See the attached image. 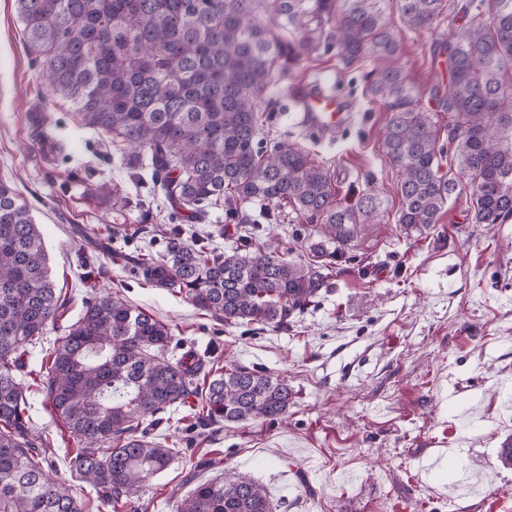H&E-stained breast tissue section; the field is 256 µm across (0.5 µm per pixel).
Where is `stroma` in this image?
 Segmentation results:
<instances>
[{
	"label": "stroma",
	"instance_id": "stroma-1",
	"mask_svg": "<svg viewBox=\"0 0 512 512\" xmlns=\"http://www.w3.org/2000/svg\"><path fill=\"white\" fill-rule=\"evenodd\" d=\"M462 17L444 12L432 29L401 28L398 63L422 94L440 131L432 87L448 83V55L436 50ZM364 59L344 65L319 52L270 86L266 139L306 152L332 174L339 199L371 192L382 201L315 302L273 328L230 324L183 295L146 282L139 255L162 257L172 206L151 183L149 168L130 169L104 135L82 127L71 102L52 95L22 37L14 0H0V180L28 204L49 255L63 306L28 369L65 336L85 301L108 290L167 324L174 354L192 350L206 369L245 367L284 379L293 392L286 420L202 424L197 398L176 407L152 433L184 452L150 480L138 512H176L193 488V459H220L268 490L277 512H512V466L498 458L512 439V218L491 227L468 218V189L443 209L438 224L400 230L397 167L382 149L389 119L372 99ZM334 86L349 118L335 133L300 126L295 89L317 79ZM43 112L60 152L43 156L27 116ZM127 203L112 205L101 184ZM248 224H228L211 208L205 221L183 220L187 243L232 253L249 240L311 260L323 239L319 224L283 209L276 223L265 206L244 204ZM29 428L47 445L53 474L67 482L74 446L43 386L26 393ZM443 457L446 471L430 468Z\"/></svg>",
	"mask_w": 512,
	"mask_h": 512
}]
</instances>
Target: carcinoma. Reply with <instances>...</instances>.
<instances>
[{
	"instance_id": "obj_1",
	"label": "carcinoma",
	"mask_w": 512,
	"mask_h": 512,
	"mask_svg": "<svg viewBox=\"0 0 512 512\" xmlns=\"http://www.w3.org/2000/svg\"><path fill=\"white\" fill-rule=\"evenodd\" d=\"M38 78L69 100L82 126L111 139L131 169L148 158L165 197L196 219L224 204L225 219L251 220L241 206H289L326 239L316 265L250 247L225 254L189 245L183 228L165 231L166 254H144L138 270L157 288L185 295L224 322L279 327L326 287L358 226L381 202L362 193L343 203L328 169L286 143L259 139L265 93L320 49L346 63L376 62L368 90L390 112L382 149L401 173L402 231L439 222L460 179L470 187L474 224L512 217V0H468L470 20L439 50L446 88H433L453 118L448 144L420 90L399 67L398 27L383 0H14ZM412 30L430 29L447 0H398ZM451 153L456 173H440ZM60 309L39 225L27 203L0 180V512H84L70 484L55 479L44 444L25 419L24 355L43 340ZM169 327L116 294L85 303L41 362L47 400L79 448L69 461L112 512H134L144 486L181 454L148 438L169 408L198 395L201 359L168 356ZM292 389L270 373L215 370L198 405L215 422H275ZM176 512H273L265 488L226 468L178 500Z\"/></svg>"
}]
</instances>
